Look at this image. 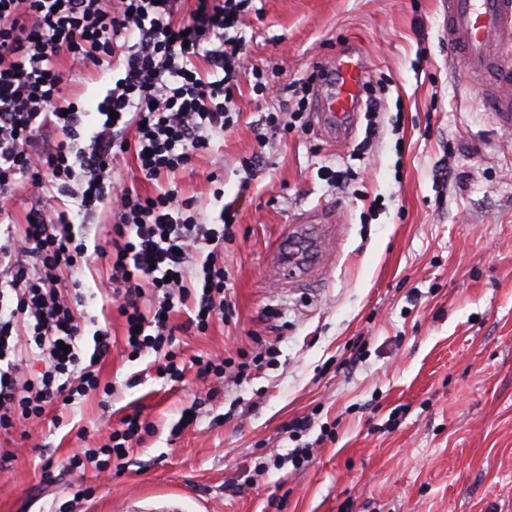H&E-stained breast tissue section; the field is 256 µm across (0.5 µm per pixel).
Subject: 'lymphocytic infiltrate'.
Returning a JSON list of instances; mask_svg holds the SVG:
<instances>
[{"label":"lymphocytic infiltrate","instance_id":"f902f5d3","mask_svg":"<svg viewBox=\"0 0 512 512\" xmlns=\"http://www.w3.org/2000/svg\"><path fill=\"white\" fill-rule=\"evenodd\" d=\"M0 0V434L31 441L30 428L49 407H73L90 392L111 395L99 361L112 349L98 329L92 353L82 348L86 299L75 269L103 264V295L115 296L125 320V350L139 358L163 353L158 377L179 381L182 358L173 350L168 317L192 304L196 332H206L225 309L229 275L220 262L233 220L221 228L198 223L197 209L175 190L143 193L116 177V163L132 153L145 180L189 168L212 137L234 124L233 99L245 41L227 38L243 25L253 0ZM205 59L208 72L196 62ZM87 74L107 64L122 73L98 107L89 138L85 114L65 96L62 63ZM39 189L23 225L14 209L24 186ZM79 202L83 219L107 210L105 244L78 239L64 198ZM153 309L142 310L145 297ZM257 344L233 356H200V377L244 380L272 357ZM151 422L126 415L107 441L81 430L83 446L69 470L111 473L114 462Z\"/></svg>","mask_w":512,"mask_h":512}]
</instances>
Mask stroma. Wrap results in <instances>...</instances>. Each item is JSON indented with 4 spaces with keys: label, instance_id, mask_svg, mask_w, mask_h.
Masks as SVG:
<instances>
[{
    "label": "stroma",
    "instance_id": "stroma-1",
    "mask_svg": "<svg viewBox=\"0 0 512 512\" xmlns=\"http://www.w3.org/2000/svg\"><path fill=\"white\" fill-rule=\"evenodd\" d=\"M445 17L444 0H254L239 31L246 63L279 96L240 77L234 126L175 178L202 223L236 214L229 305L203 334L187 328L189 309L172 322L184 361L260 340L276 357L207 400L195 369L174 383L157 377L158 353L128 360L117 305L95 294L98 271L74 272L89 296L86 334L111 327L100 374L112 398L90 393L62 425L34 426L39 449L0 436L16 453L0 462V512H57L81 482L96 487L82 512H512V131L484 107L482 78L452 62ZM345 47L382 109L359 110L344 141L315 120L258 146L265 115L294 105L293 86ZM119 76L69 85L88 113L83 135ZM257 151L250 179L241 161ZM324 166L342 179H320ZM314 221L335 224L334 252L314 280L278 286L273 251L290 225ZM136 409L154 430L112 478L47 480L46 463L80 450L81 429L107 438ZM306 415L313 456L296 468L282 428Z\"/></svg>",
    "mask_w": 512,
    "mask_h": 512
}]
</instances>
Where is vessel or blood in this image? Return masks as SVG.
Instances as JSON below:
<instances>
[{
  "label": "vessel or blood",
  "instance_id": "obj_1",
  "mask_svg": "<svg viewBox=\"0 0 512 512\" xmlns=\"http://www.w3.org/2000/svg\"><path fill=\"white\" fill-rule=\"evenodd\" d=\"M448 48L472 70L484 74V101L502 128L512 127V0H445ZM326 86L320 120L331 138L345 139L360 106L365 80L358 53L339 54L322 69ZM328 239L314 225H298L271 261L274 278L288 284L306 280Z\"/></svg>",
  "mask_w": 512,
  "mask_h": 512
}]
</instances>
